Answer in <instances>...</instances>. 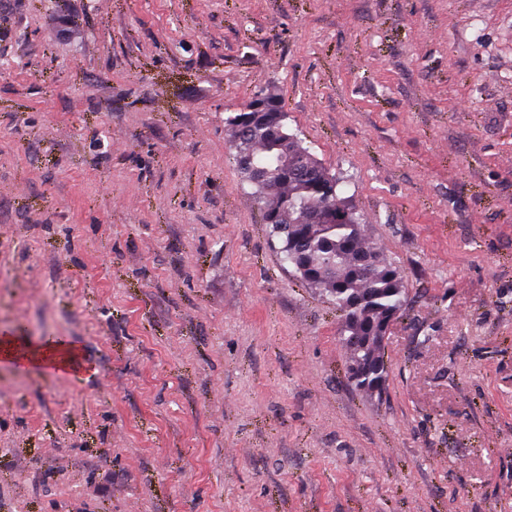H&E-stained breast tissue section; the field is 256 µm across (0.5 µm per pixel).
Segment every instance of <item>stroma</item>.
<instances>
[{
	"instance_id": "35a3bbf8",
	"label": "stroma",
	"mask_w": 512,
	"mask_h": 512,
	"mask_svg": "<svg viewBox=\"0 0 512 512\" xmlns=\"http://www.w3.org/2000/svg\"><path fill=\"white\" fill-rule=\"evenodd\" d=\"M272 82L406 274L382 395L232 159ZM1 336L0 512H512V0H0Z\"/></svg>"
}]
</instances>
